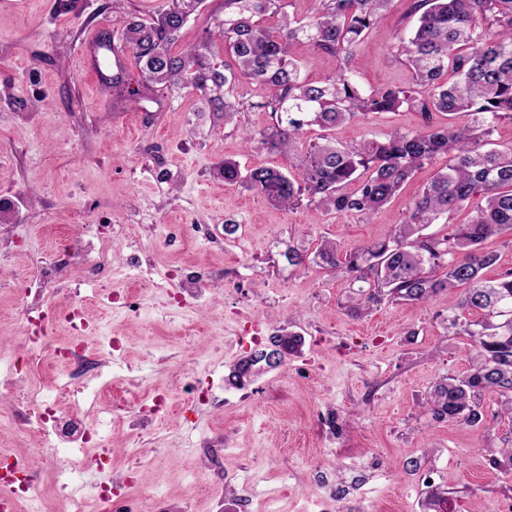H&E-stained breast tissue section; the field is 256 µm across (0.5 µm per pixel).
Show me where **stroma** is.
Here are the masks:
<instances>
[{"instance_id": "stroma-1", "label": "stroma", "mask_w": 512, "mask_h": 512, "mask_svg": "<svg viewBox=\"0 0 512 512\" xmlns=\"http://www.w3.org/2000/svg\"><path fill=\"white\" fill-rule=\"evenodd\" d=\"M169 0H0V200L15 207L0 222V279L36 268L61 227L82 238H112L103 256L72 259L71 276L54 280L60 305L85 298L96 331L89 351L111 337L123 348L107 366L88 370L76 392L64 391L67 367L54 347L71 340L65 322H49L46 342L24 339L27 312L0 288V377L18 386L7 404L26 408L25 385H40L49 405L97 426L115 403L112 380L134 375L140 401L162 396L151 432L114 430L112 469L51 451L41 430L16 437L14 456L32 464L47 493L58 470L74 479L68 500L49 497V512H68L113 472L141 466L138 493L162 489L176 512H317V502L345 488L346 512H423L421 472L436 471L450 512H492L512 496V478L489 464L490 449L512 436L497 419L496 394L483 396L488 428L435 422L423 403L443 378L470 365L469 338L449 332L459 294L447 291L421 306L382 302L359 316L343 307L352 289L313 259L321 240L341 253L390 237L402 212L429 181L424 168L395 200L362 221L354 214L292 210L215 174L224 159L242 167H291L287 157L258 148L252 134L267 113L245 109L231 123L203 110L189 90L164 108L117 101L105 86L108 59L94 51L119 36L131 16L166 9ZM410 0H394L389 18L355 48L351 68L366 90L405 85L412 71L397 52L415 20ZM418 113H371L340 125L349 143L416 129ZM237 225L234 235L224 233ZM307 259L288 265L287 247ZM187 278L199 300L170 304ZM137 291L139 313L112 307L108 294ZM305 344L284 365L230 384L232 365L281 331ZM209 383L211 399L192 402L187 384ZM416 461L406 472L407 461Z\"/></svg>"}]
</instances>
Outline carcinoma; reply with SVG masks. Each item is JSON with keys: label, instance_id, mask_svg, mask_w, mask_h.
<instances>
[{"label": "carcinoma", "instance_id": "cac0c4a2", "mask_svg": "<svg viewBox=\"0 0 512 512\" xmlns=\"http://www.w3.org/2000/svg\"><path fill=\"white\" fill-rule=\"evenodd\" d=\"M204 2L169 0L155 17L124 22L122 36L140 70L141 87L126 93L118 77L112 83L115 94L162 108L160 92L190 89L227 122L244 107L233 90L245 81L262 91L251 107L269 115L259 132L262 148L291 156L305 128H318L294 173L275 167L243 170L233 160L217 166L224 183L244 185L287 209L305 201L320 211L369 219L419 169L446 159L402 213L391 237L342 260L337 244L326 241L317 256L336 276L367 284L350 297L351 307L364 313L386 299L422 305L440 292L460 291L459 308L481 314L464 328L473 341L471 365L435 386L423 403L425 414L479 427L485 423L481 396L492 392L504 398L501 413L512 419V270L485 277L497 255L482 248L487 239L512 232V151H499L490 141L502 120L512 121V0H413L410 13L418 16V25L398 45L413 83L371 91L360 88L350 61L355 47L388 18L393 0H319L305 20L287 17L283 0H224V18L205 35L224 42L227 62L214 61L205 43L172 52ZM267 15L282 16V23L273 29L260 25ZM295 44L335 57L336 75L308 81L292 58ZM403 107L420 114L418 129L346 145L330 135L338 124ZM438 113L448 121H436ZM459 116L467 122L456 124ZM354 181L357 189L346 191ZM477 195L482 204L476 214L452 235L424 233ZM302 343L293 332L270 338L281 355L298 351ZM264 352L256 349L240 359L229 377L232 384L244 386L267 366ZM504 441L490 464L511 474L512 438Z\"/></svg>", "mask_w": 512, "mask_h": 512}]
</instances>
